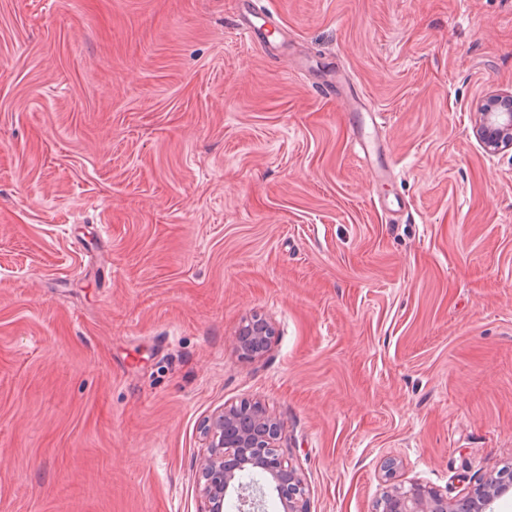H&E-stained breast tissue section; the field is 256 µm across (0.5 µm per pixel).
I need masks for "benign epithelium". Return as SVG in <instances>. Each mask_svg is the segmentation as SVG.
Here are the masks:
<instances>
[{
  "instance_id": "1",
  "label": "benign epithelium",
  "mask_w": 512,
  "mask_h": 512,
  "mask_svg": "<svg viewBox=\"0 0 512 512\" xmlns=\"http://www.w3.org/2000/svg\"><path fill=\"white\" fill-rule=\"evenodd\" d=\"M476 134L490 152L512 149V92L490 97L476 121ZM273 336L272 323L251 318L238 334L243 354H263ZM200 462L201 512H224L226 497L237 496L238 512H259L266 492L276 493L282 512H308L303 480L279 452L280 422L259 402L226 405L203 425ZM512 491L496 479L476 496L448 497L418 481L394 487L380 498L381 512H487Z\"/></svg>"
}]
</instances>
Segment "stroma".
Masks as SVG:
<instances>
[{
  "instance_id": "stroma-1",
  "label": "stroma",
  "mask_w": 512,
  "mask_h": 512,
  "mask_svg": "<svg viewBox=\"0 0 512 512\" xmlns=\"http://www.w3.org/2000/svg\"><path fill=\"white\" fill-rule=\"evenodd\" d=\"M258 5L273 42L236 0H0V512H200L201 425L254 401L309 512L512 470V150L473 133L512 0ZM254 0H239V17L241 33L247 41L251 38H259L264 32L265 26H270L269 18L262 12L256 11L251 5ZM346 112L352 114V141L356 153L365 166L372 169L376 165V156L381 150V146L376 138V117L378 113L374 109H368L362 106L359 99L352 98L351 104L348 105ZM356 112H368L369 123L373 130V134L366 132V119L362 118L357 121L354 116ZM272 336L273 327L269 320L250 318L238 334V346L246 356L256 357L267 350Z\"/></svg>"
}]
</instances>
